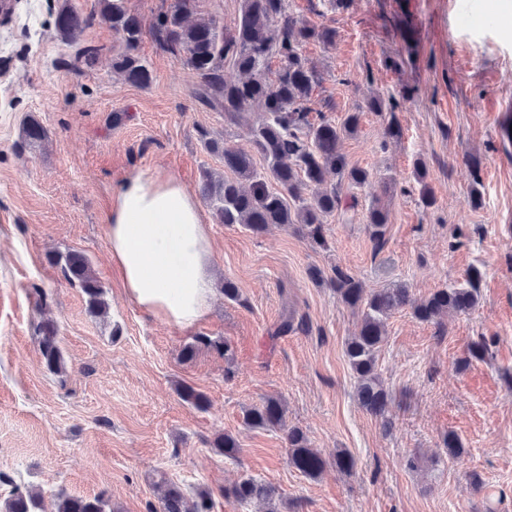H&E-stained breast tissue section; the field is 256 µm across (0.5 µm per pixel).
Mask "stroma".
Masks as SVG:
<instances>
[{
    "mask_svg": "<svg viewBox=\"0 0 512 512\" xmlns=\"http://www.w3.org/2000/svg\"><path fill=\"white\" fill-rule=\"evenodd\" d=\"M172 2L127 0L143 25L139 53L153 74L146 87L114 77L122 46L107 24L63 43L57 0H18L11 23L0 25V473L41 489L45 512L60 490L106 493L115 512H151L162 478L189 496L209 488L212 512H256L224 495L245 477L270 485L280 512H512V143L499 132L512 108V24L500 0H350L344 10L288 0L294 14L338 32L333 46L311 43L305 54L323 76L326 118L358 113V132L342 150L373 182L355 188L347 218L328 220L321 244L299 224L257 235L215 223L204 207L216 293L207 319L190 330L124 294L104 231L112 194L131 172L174 176L193 193L202 169L223 172L197 127L222 133L228 146L248 145L245 129L198 103L194 72L156 43L153 23ZM409 42L412 61L389 66ZM86 46L98 56L75 64ZM375 93L395 96L399 138L386 137L384 117L370 111ZM28 116L48 139L23 143ZM383 178L396 192L378 247L366 215ZM424 184L436 199L430 208L420 200ZM69 250L89 258L107 318L90 316L81 290L50 263ZM338 266L367 290L403 284L418 298L464 285L471 268L481 272L471 313L437 325L406 308L388 319L378 357L391 396L386 424L355 398L345 345L360 315L327 284ZM313 268L323 282L310 278ZM228 280L238 300L225 298ZM38 288L47 307L36 302ZM287 314L302 328L274 336ZM47 315L58 325L62 374L48 371L38 350ZM481 338L485 358L467 360L468 344ZM221 341L229 352L217 350ZM189 344L196 354L186 361ZM183 384L204 392L210 408L186 404ZM269 395L284 400L288 426L328 457L319 477L291 465L282 431L244 425L246 409ZM451 432L467 450L463 461L448 457ZM221 433L236 438L237 457L212 450ZM339 450L354 457L351 473L331 464Z\"/></svg>",
    "mask_w": 512,
    "mask_h": 512,
    "instance_id": "1",
    "label": "stroma"
}]
</instances>
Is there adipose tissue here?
I'll return each mask as SVG.
<instances>
[{
    "label": "adipose tissue",
    "mask_w": 512,
    "mask_h": 512,
    "mask_svg": "<svg viewBox=\"0 0 512 512\" xmlns=\"http://www.w3.org/2000/svg\"><path fill=\"white\" fill-rule=\"evenodd\" d=\"M105 232L124 292L142 310L183 329L207 317L210 228L180 182L147 171L128 175L112 197Z\"/></svg>",
    "instance_id": "ef3b65f1"
}]
</instances>
